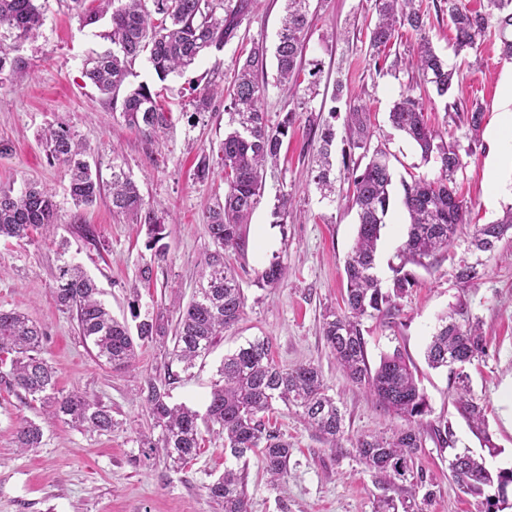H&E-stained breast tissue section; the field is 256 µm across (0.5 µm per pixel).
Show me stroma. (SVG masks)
Returning <instances> with one entry per match:
<instances>
[{"mask_svg": "<svg viewBox=\"0 0 512 512\" xmlns=\"http://www.w3.org/2000/svg\"><path fill=\"white\" fill-rule=\"evenodd\" d=\"M284 4L251 0L223 49L166 79H158L145 59L135 61L127 86L148 84L174 115L166 135L152 139L129 128L82 75L85 60L107 47L100 33L109 27V19L87 26L73 0H46L44 23L29 39L15 40L9 30L0 29V47L21 62L20 69L0 78V140L12 144L11 152L0 156V188L19 190L29 183L49 188L58 224L48 238L0 240V308L22 311L44 328L43 355L56 371L59 391L79 389L95 395L117 422L107 434L50 423L39 409L24 406L17 392L0 384V512H223L205 486L228 467L244 475L250 512H374L380 490L356 459L353 444L361 436L403 427L404 422L384 412L343 375L322 335L326 310L342 302L344 261L357 234L358 217L349 202L343 161L348 156L360 159L362 152L349 147L346 111L353 101L367 105L370 145L388 153L393 170L392 206L376 252V272L387 285L400 263L398 249L406 235L402 182L430 171L416 146L389 125L388 113L402 92L422 98L432 124L466 151V167L457 183L472 202L471 223H492L512 207V192L493 193L487 175L496 148L492 134L506 109L505 85L512 81V60L502 56L496 32H488L478 51L460 58L452 47L454 29L447 13L428 12L427 27L437 52L460 70L453 99L461 105L475 100L484 107L483 128L475 141L466 127L445 114L434 92L417 85L415 75L392 69L395 57L408 56L414 34L400 31L379 66L370 65L365 27L372 15L371 0H311L313 20L304 59L321 65L316 96L306 99L272 82L266 87L260 106L270 120L291 109L297 117L278 165L264 174L263 196L246 229V250L228 256L244 291V313L197 363L192 376L171 386L170 394L172 402L204 410L225 354L258 336L269 339L280 366L319 365L331 394L341 402L344 436L339 448H331L294 409L276 404L273 419L293 446L288 475L279 489L270 488L258 455L236 459L217 437L207 438L197 459L180 470L170 469L161 455L144 457L137 437L147 430L149 417L138 395L156 374L162 359L159 347L139 349L136 365L127 370L102 365L81 340L74 315L61 310L53 297L60 267L72 263L96 280L104 302L120 320L130 319L129 288L147 266L152 280L140 290L141 306L160 305L176 295L190 299L205 256L213 249L205 212L224 195V171L215 156L226 120L220 97L212 111L194 115L192 89L229 85L236 61L246 57L253 43L274 47ZM321 119L336 130V196L331 201L322 198L309 175ZM58 125L86 142V159L103 183L111 182L116 166L136 181L148 207L165 224L166 256L149 248L147 225L113 214L107 200L91 207L74 204L63 168L49 161L40 138L45 128ZM205 154L213 161L208 178L200 180L194 169ZM284 192L292 197L297 215L279 224L273 210ZM87 226L92 236H85ZM467 247V235H457L447 258L428 269L416 268L419 286L402 299L396 318L368 316L362 321L370 365L401 350L417 368L430 421L443 419L453 425L454 448L441 449L428 440L419 455L437 483L424 512L477 510L476 499L453 483L448 464L455 453H481L480 442L454 406L453 375L445 368L428 367L424 358L440 317L462 304L479 317L489 339L486 355L466 368L472 393L486 408L488 432L500 450L488 465L512 467V241H502L484 255L485 275L470 286L459 284L454 276L457 264L468 255ZM273 259L287 267V280L275 287L258 284L259 272ZM22 416L41 423L45 446L18 451L14 434Z\"/></svg>", "mask_w": 512, "mask_h": 512, "instance_id": "obj_1", "label": "stroma"}]
</instances>
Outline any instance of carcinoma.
<instances>
[{
	"label": "carcinoma",
	"instance_id": "carcinoma-1",
	"mask_svg": "<svg viewBox=\"0 0 512 512\" xmlns=\"http://www.w3.org/2000/svg\"><path fill=\"white\" fill-rule=\"evenodd\" d=\"M443 3L455 32V55L478 48L488 29L486 15L468 9L464 0ZM489 5L498 11L501 54L512 59V0H489ZM247 8L248 0H97L96 6L83 12L82 19L92 25L111 13L110 27L101 34L109 47L88 60L83 76L108 97L112 108L121 109L131 128L149 137L158 136L173 122L172 112L160 103L159 94L146 84L120 93L132 63L147 56L163 81L209 51L222 48L235 34ZM371 9L376 21L367 27L370 60L379 62L396 33L408 29L417 36L408 67L417 72L421 82L431 85L437 96L447 97L459 71L448 66L435 51L426 28V14L418 0H373ZM311 21L309 0H285V14L273 52L275 83L288 84L299 73ZM43 22V6L38 0H0V29H9L16 39L29 38ZM267 55L266 45L255 42L237 66L227 89L215 84L193 89L192 106L198 116L210 111L215 97L224 98L227 121L220 144L224 200L216 201L207 212L205 226L214 250L206 255L198 288L185 305L178 306L174 328H169L163 308L141 309L135 284L130 287L129 302L134 324L115 319L100 299L96 282L78 265L59 268L54 297L61 309L76 314L79 335L92 344L98 361L112 368L131 366L138 349L145 344L164 347L167 340H172L164 378L149 379L142 390L150 426L149 433H140L141 447L159 449L174 466L182 467L198 456L204 443L203 432L222 435L224 449L237 459L259 452L270 482L276 485L288 474L292 444L263 420V414L272 410L275 402L296 408L309 428L333 447L344 434V415L336 399L328 394L319 366L305 363L280 367L271 358L269 340L256 337L224 356L220 380L212 387L205 414L185 404L170 403V386L209 354L224 329L235 325L244 310V291L224 255L230 250L245 249L246 226L260 203L264 169L269 163H277L283 140L296 120V113L289 110L271 125L259 106ZM449 109L454 111V121L465 126L472 138H478L484 121L481 104L473 101L461 108L455 102L444 105V110ZM388 121L420 149L425 163H433L436 173L403 184L402 203L409 224L398 253L401 264L394 269L391 284L385 287L374 269L377 242L390 209L389 157L376 148L362 169L357 164L344 163L351 179V205L358 215L357 235L344 266V309L324 315L322 332L332 357L347 378L367 388L388 414L405 421V427L389 436L365 435L353 445L383 490L375 512H398L400 507L403 512H423L415 498H407L405 493L421 487L422 501L429 502L435 496L433 477L417 463L424 435L443 449L454 447L455 432L447 421L423 423L430 414L429 405L400 350L382 356L379 365L371 368L361 320L376 312L384 317L398 315L400 300L418 286L417 276L406 265L426 267L443 257L459 228L469 224L471 205L456 186L457 174L466 162L458 145L445 140L442 132L428 123L423 102L407 92L401 93L388 113ZM346 125L349 146L369 152L372 131L365 106L350 105ZM334 139L333 127L322 125L313 180L325 198L335 193L330 178V147ZM41 140L48 158L65 169L75 204H96L102 196V184L85 160L83 141L64 126L45 130ZM110 194L112 212L147 224L152 234L149 245L165 255L166 245L161 243L164 225L145 207L137 184L120 168L112 169ZM55 223L56 205L48 189L35 184L19 193L11 188L0 189V238L26 241L35 232H49ZM510 232L512 208L492 224L473 225L470 250L490 253ZM481 265L479 259L473 263L460 260L456 279L465 285L480 280ZM287 276L286 268L272 261L258 274V283L275 286ZM45 336L44 329L25 313L0 308V364L2 355H10L9 370L0 371V380L23 392L24 404L29 407L37 404L52 417L84 431H112V411L100 400L85 392L58 391L56 372L42 356ZM487 345L480 321L462 309L455 310L441 317L426 348V360L432 368L453 369L485 355ZM455 379L460 389L459 414L489 454L497 453V446L485 430L484 408L471 395L467 374L457 371ZM15 438L22 452L44 445L42 427L26 417L18 420ZM453 462V481L463 493L480 499L477 512H503L501 505L507 503V488L512 485V468L493 473L486 467L484 457L468 453L455 455ZM205 489L210 498L224 505V512H250L247 489L237 470L224 469Z\"/></svg>",
	"mask_w": 512,
	"mask_h": 512
}]
</instances>
